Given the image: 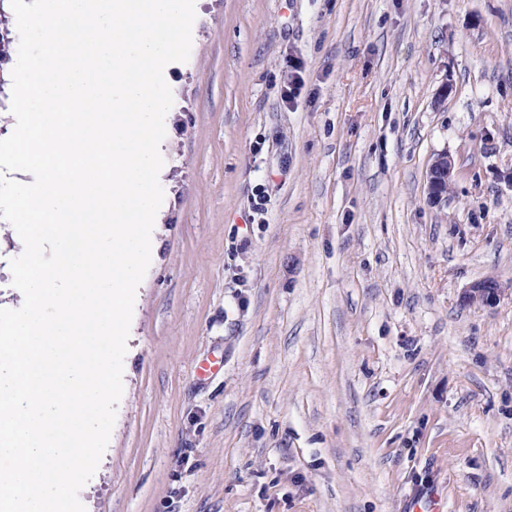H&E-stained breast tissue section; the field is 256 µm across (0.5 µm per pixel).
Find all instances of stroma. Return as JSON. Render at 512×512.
Returning <instances> with one entry per match:
<instances>
[{
  "label": "stroma",
  "mask_w": 512,
  "mask_h": 512,
  "mask_svg": "<svg viewBox=\"0 0 512 512\" xmlns=\"http://www.w3.org/2000/svg\"><path fill=\"white\" fill-rule=\"evenodd\" d=\"M195 10L86 512H512V0ZM455 168L454 159L447 153H441L435 157L428 172V200L433 205L441 204L447 195L442 192H451V179ZM443 176L446 182L441 184L439 188V182ZM441 189V191H440ZM502 290L498 280L485 279L466 288L462 293L461 302L464 305H492L499 299Z\"/></svg>",
  "instance_id": "stroma-1"
}]
</instances>
